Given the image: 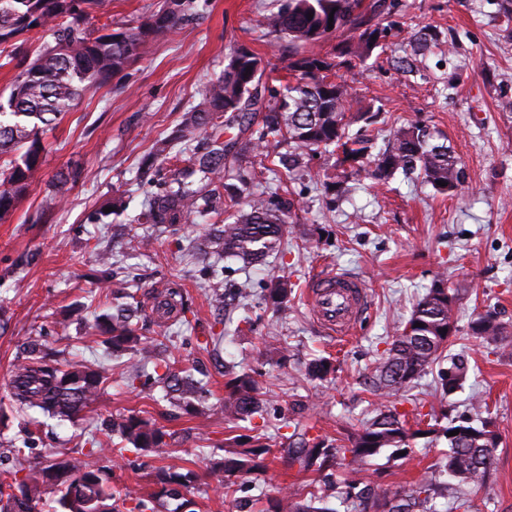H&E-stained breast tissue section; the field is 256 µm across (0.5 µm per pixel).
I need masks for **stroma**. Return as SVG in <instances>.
<instances>
[{
	"mask_svg": "<svg viewBox=\"0 0 512 512\" xmlns=\"http://www.w3.org/2000/svg\"><path fill=\"white\" fill-rule=\"evenodd\" d=\"M161 2L112 0L107 15L93 24L108 22L121 32L145 21ZM504 2L363 0V16L402 25L377 62L364 64L353 55L358 31L351 27L314 45V52L334 62L333 79L379 108L371 127L377 143L403 120L435 127L462 163L466 182L446 196L419 180L383 186L364 181L331 199L309 177L289 178L278 165L288 144L270 145L268 157L277 163L270 187L293 201L300 231L255 266L189 255V241L205 240L213 225L209 218L174 233L156 230L150 245L138 250L130 241L145 231L133 221L141 202L186 165L184 158L162 156L156 174L143 178L141 163L199 102L204 84L223 74L236 48L250 49L270 68L287 55V41L261 25L276 0H198L194 20L149 41L119 78L86 93L58 125L43 132L45 161L14 211L0 220V452L22 447L26 429L36 426L34 449L21 462L45 465L55 449L77 452L88 437H102L108 417L133 413L155 420L168 434L167 454L127 451L107 460L111 486L135 499L154 491V469L206 474L211 462L223 458L229 439L258 433L275 452L265 471L241 480L233 495L200 482L190 497L195 512H264L270 499L314 478L280 455L277 419L292 418L310 435L347 442L380 401L372 390V371L387 341L442 278L459 291V332L451 351L467 359L469 378L444 398L432 370L390 401L402 413L418 403L427 411L446 409L452 419H490L498 437L494 469L478 492L445 486L441 470L448 443L431 434L403 453L382 449L354 475L360 485L393 489L432 474L434 512H456L460 499L469 500L470 512H512V109L502 106L504 99L512 100V16H504ZM255 136L254 125L228 112L219 139L204 137L201 146L206 151L219 143L229 146L225 166H247L260 161L251 149ZM50 196L58 204L47 214L43 205ZM118 199L122 210L106 223H93L95 213ZM102 251L111 252L115 270L138 278L137 297L159 356L178 360L203 380L202 413L172 406L160 389L129 388L122 376L128 355L107 356L91 336L87 321L116 304L112 284L96 262ZM329 271L361 277L368 288L370 316L343 341L315 322L306 301L309 280ZM277 278L292 285L284 315L262 303ZM242 281L252 288L249 299L214 305L213 289ZM170 287L188 301L186 323L156 314L157 290ZM489 308L509 331L497 346L468 333L471 319ZM245 317L252 329L237 331ZM37 336L65 359H96L112 371L97 402L76 421L19 412L9 398L14 366ZM262 349L286 352L258 377L268 415L228 421L224 372L249 368ZM315 357L333 360L335 375L310 379L307 367Z\"/></svg>",
	"mask_w": 512,
	"mask_h": 512,
	"instance_id": "obj_1",
	"label": "stroma"
}]
</instances>
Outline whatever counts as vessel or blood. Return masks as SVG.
Masks as SVG:
<instances>
[{
  "mask_svg": "<svg viewBox=\"0 0 512 512\" xmlns=\"http://www.w3.org/2000/svg\"><path fill=\"white\" fill-rule=\"evenodd\" d=\"M315 321L330 335L345 338L369 310L366 285L361 278L331 273L314 281L308 292Z\"/></svg>",
  "mask_w": 512,
  "mask_h": 512,
  "instance_id": "1",
  "label": "vessel or blood"
}]
</instances>
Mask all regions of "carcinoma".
<instances>
[{"mask_svg": "<svg viewBox=\"0 0 512 512\" xmlns=\"http://www.w3.org/2000/svg\"><path fill=\"white\" fill-rule=\"evenodd\" d=\"M196 2L165 0V6L140 26L108 33V23L97 29L91 27L107 0H0V45L14 44V51L0 62V68L11 65L15 70L9 96L0 101V155L7 157L0 165V220L13 211L42 163L41 134L87 91L112 82L139 57L148 40L173 30L196 8ZM359 6L360 0H282L278 10L264 16V29L288 41L286 70L293 80L276 92L277 102L268 109L264 124L257 130L254 147L265 148L286 139L295 165L316 153L336 157V180L322 181L318 173L311 176L326 190L339 189L349 181L369 180L385 185L401 175L406 179L420 177L436 192L452 195L463 187L465 171L454 151L439 142V131L421 122H407L393 132L384 149L372 153V139L360 130L351 131L354 124L374 118L370 109L362 106L350 86L331 79L335 63L305 53L307 46L348 25L360 30L357 56L361 60L366 61L376 50L383 49L391 25L362 19L356 14ZM39 28L54 30V40L33 56L21 54L19 39ZM264 71L258 55L244 47L234 51L223 75L203 87L201 102L185 113L178 134L171 141H162L157 154L166 153L173 141L180 144L179 153H194L203 129L219 126V119L226 112L249 111L256 100L252 90ZM267 171L269 168L262 163L239 169L234 192L247 198L246 207L211 238L216 259L234 258L245 267L256 265L277 251L290 232L292 203L259 190ZM198 172L216 187L206 192L193 188L195 171L182 169L163 190L147 198L135 222L150 229L159 224L173 227L193 217L224 213V194L218 188L224 180V152L210 151L202 156ZM439 181L446 186L437 185ZM119 285L126 289V303L116 306L112 313L94 316L89 328L103 338L112 352L130 350L135 354L136 362L125 372L128 386L133 388L146 378L161 385L166 393L177 394L178 405L192 407L196 385L180 376L173 364L164 363L160 374L148 372V366L157 359L154 339L143 335V327L139 326L140 301L137 292L130 290L132 284L121 279ZM290 294L288 281L278 279L266 288L264 302L283 312ZM406 324L412 325L411 331L399 330L377 362L375 392L381 397L393 395L438 364L442 394H453L466 379L463 362L446 354L457 332L455 290L445 287L444 280H437L416 304ZM469 331L488 344H497L506 327L487 310L470 321ZM447 360L450 366L442 367ZM261 365L260 353L255 366L226 372L224 418L250 421L261 414V391L254 378ZM308 372L309 376L324 380L336 372V366L321 357L310 363ZM107 380L108 368L99 361L62 365L49 354H41L39 345L32 342L16 365L10 399L22 412L35 411L59 421L73 420L98 398ZM430 420L423 430L419 428L423 419L415 418L414 429L406 415L382 402L348 447L326 438H310L299 423L286 420L282 426L293 427V432L286 437L288 447L283 452L290 465L308 473L315 470L317 463L331 458L348 457L353 463H364L383 448L405 449L418 439L419 433L438 431L448 442L444 463L448 477L474 488L481 486L494 466L495 433L488 423L475 426L462 418L437 429L435 422L439 418L432 413ZM455 429L459 434L449 435ZM111 431L135 449L157 456L167 453V432L150 420L131 414L112 422ZM111 451L109 445L98 441L78 465L72 463L67 450L60 449L54 452V462L48 466H30L23 474L12 468L0 469V512H38L44 487L54 489L51 512H127V495L109 486L102 465V457ZM269 453L270 448L258 436L250 448L227 452L208 477L224 494L233 493L238 480L267 466ZM153 481L158 490L138 498L136 512H168L170 501L182 499V491L197 482L198 475L182 473L174 467L161 468L154 473ZM308 487L307 501H300L297 491H288L274 505L273 512H332L324 504L334 496L333 489L314 482ZM431 490L433 480L428 477L409 488L375 490L364 501L365 510L389 512L386 506L394 501L397 512H415V507L430 500Z\"/></svg>", "mask_w": 512, "mask_h": 512, "instance_id": "cac0c4a2", "label": "carcinoma"}]
</instances>
